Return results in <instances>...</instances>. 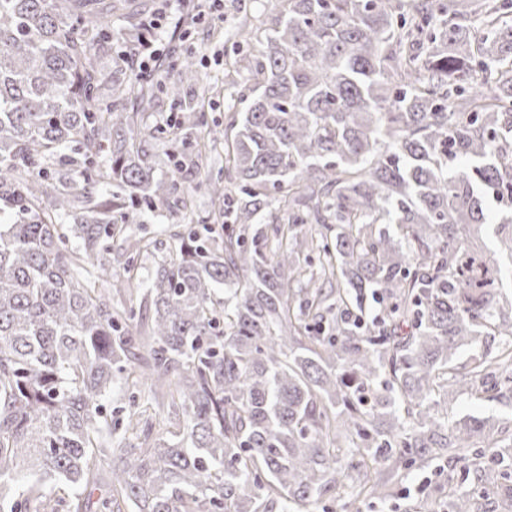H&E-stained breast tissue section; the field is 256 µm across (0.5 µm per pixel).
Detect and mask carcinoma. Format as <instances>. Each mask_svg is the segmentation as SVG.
Listing matches in <instances>:
<instances>
[{
	"instance_id": "cac0c4a2",
	"label": "carcinoma",
	"mask_w": 512,
	"mask_h": 512,
	"mask_svg": "<svg viewBox=\"0 0 512 512\" xmlns=\"http://www.w3.org/2000/svg\"><path fill=\"white\" fill-rule=\"evenodd\" d=\"M266 2L214 173L200 106L145 124L198 83L190 50L164 85L103 63L154 0H0V512H47L49 484L69 512H310L384 498L391 461L463 459L480 483L488 459L512 483L493 419L448 420L464 394H512L501 278L466 247L475 180L512 223V0ZM162 139L194 147L167 176ZM194 187L223 234H174L138 280L154 241L130 225ZM482 337L502 354L453 364ZM148 381L183 421L140 427ZM474 497L450 489V512Z\"/></svg>"
}]
</instances>
